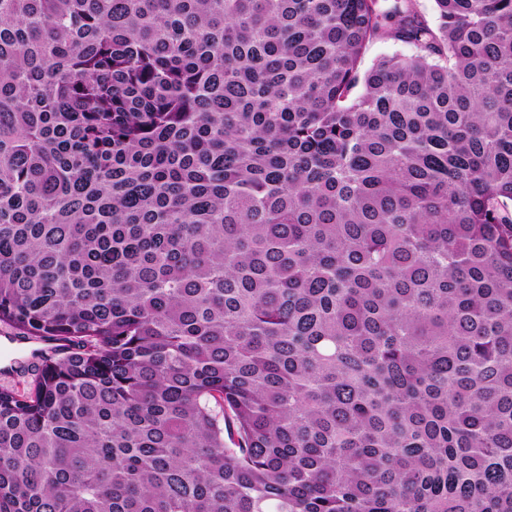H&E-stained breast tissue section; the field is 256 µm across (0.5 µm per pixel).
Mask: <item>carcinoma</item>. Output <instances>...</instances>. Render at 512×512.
<instances>
[{
    "label": "carcinoma",
    "mask_w": 512,
    "mask_h": 512,
    "mask_svg": "<svg viewBox=\"0 0 512 512\" xmlns=\"http://www.w3.org/2000/svg\"><path fill=\"white\" fill-rule=\"evenodd\" d=\"M432 2L0 0V322L68 342L0 512H512V0ZM410 53V47L400 42H394L391 40L376 42L366 51L362 61V69H369L379 58L392 56L394 54Z\"/></svg>",
    "instance_id": "carcinoma-1"
}]
</instances>
